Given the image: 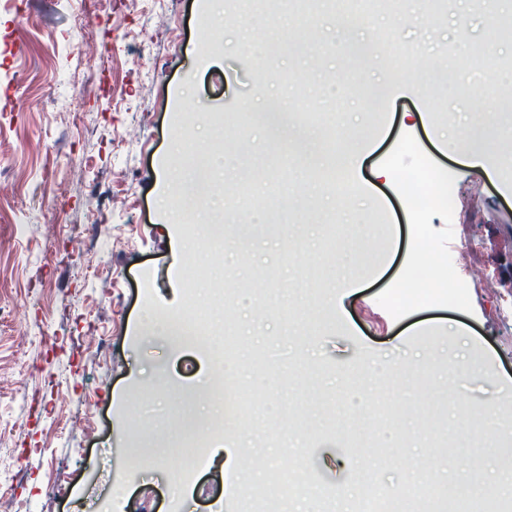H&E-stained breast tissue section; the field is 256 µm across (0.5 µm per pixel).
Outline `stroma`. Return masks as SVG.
I'll list each match as a JSON object with an SVG mask.
<instances>
[{
    "label": "stroma",
    "mask_w": 512,
    "mask_h": 512,
    "mask_svg": "<svg viewBox=\"0 0 512 512\" xmlns=\"http://www.w3.org/2000/svg\"><path fill=\"white\" fill-rule=\"evenodd\" d=\"M489 21L474 0H316L305 13L295 0H229L220 18L207 0H0V37L15 47L0 57V87L13 91L0 109L10 512H112L118 492L123 512H358L368 485L412 510L420 490L450 484L485 497L487 512H512L499 455L512 438L497 435L512 424V197L441 154L416 120L496 108L472 70L488 53L512 62V35ZM449 60L465 97L391 82ZM87 82L95 94L76 95ZM375 86L381 95L366 96ZM272 99L318 132L335 174L244 121ZM260 153L267 168L244 183ZM203 160L207 187L179 212L183 187L167 173ZM431 169L449 204L422 186ZM416 224L448 287L397 303L426 264ZM337 269L363 281L341 321L329 303ZM191 287L198 346L175 353L139 334L180 316ZM454 355L464 375L446 372ZM217 364L239 406L203 399L207 423L188 432L182 404ZM219 442L234 446L235 468L210 460L171 495L175 458ZM278 471L301 493H277Z\"/></svg>",
    "instance_id": "obj_1"
}]
</instances>
